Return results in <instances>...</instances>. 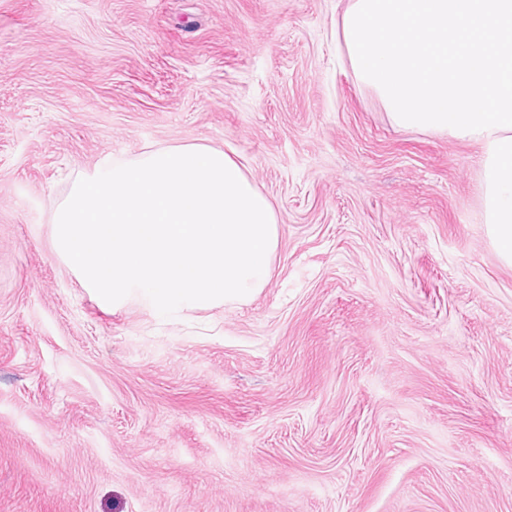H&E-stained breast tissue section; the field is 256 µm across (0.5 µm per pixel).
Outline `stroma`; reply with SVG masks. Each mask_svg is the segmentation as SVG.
<instances>
[{
    "mask_svg": "<svg viewBox=\"0 0 512 512\" xmlns=\"http://www.w3.org/2000/svg\"><path fill=\"white\" fill-rule=\"evenodd\" d=\"M348 0H0V512H512V263L479 148L394 126ZM228 152L265 288L108 312L53 217L102 160Z\"/></svg>",
    "mask_w": 512,
    "mask_h": 512,
    "instance_id": "obj_1",
    "label": "stroma"
}]
</instances>
